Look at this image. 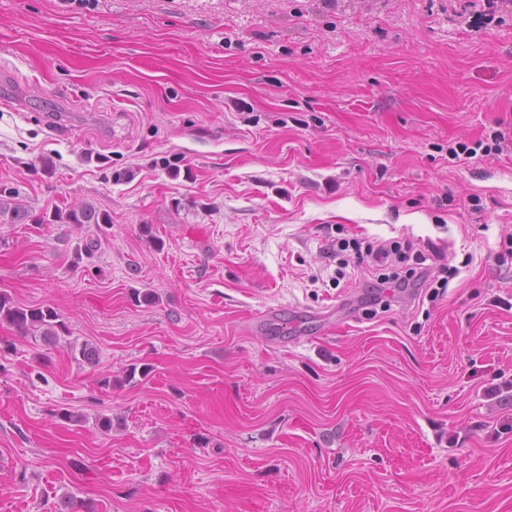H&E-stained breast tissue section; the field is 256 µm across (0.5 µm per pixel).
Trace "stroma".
<instances>
[{
    "label": "stroma",
    "instance_id": "stroma-1",
    "mask_svg": "<svg viewBox=\"0 0 512 512\" xmlns=\"http://www.w3.org/2000/svg\"><path fill=\"white\" fill-rule=\"evenodd\" d=\"M497 130L512 4L0 0V294L68 329L0 325V507L512 512V147L449 155ZM405 236L459 273L369 312L328 245ZM65 222L67 224H95L99 232H104L105 227L112 225V218L108 213L97 211L92 205L79 206L66 213Z\"/></svg>",
    "mask_w": 512,
    "mask_h": 512
}]
</instances>
